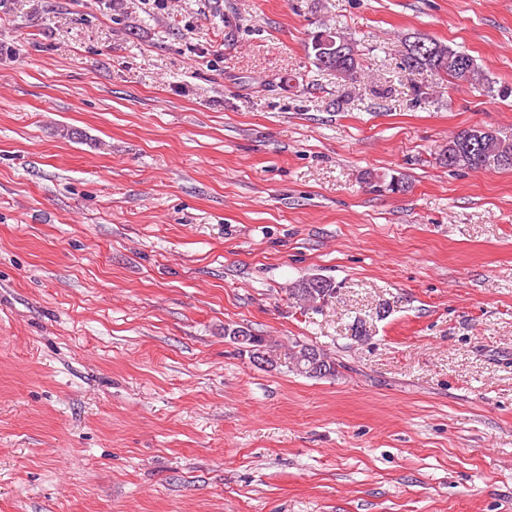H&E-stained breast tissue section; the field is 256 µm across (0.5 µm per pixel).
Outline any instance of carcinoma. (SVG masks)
<instances>
[{"label":"carcinoma","mask_w":512,"mask_h":512,"mask_svg":"<svg viewBox=\"0 0 512 512\" xmlns=\"http://www.w3.org/2000/svg\"><path fill=\"white\" fill-rule=\"evenodd\" d=\"M321 32H315L308 46L309 55L313 57V64L319 70L333 71L344 82L354 83L361 76L360 62L355 47L350 38L343 33L334 32L335 45L332 47H318V38ZM424 46L405 51L401 60V69L413 73L428 71L440 78L453 79L460 83L467 82L464 73L470 72L472 76L479 75V66L476 60L463 50L429 37H421ZM440 163L448 169L481 170L490 167L497 169H512V142L500 137L497 132L484 128L473 127L461 131L448 140V146L439 154ZM368 182L375 190L403 191L404 182L392 177L390 179L368 174ZM323 287H310L311 280L303 278L290 289L293 299L313 303H326L336 296L334 283L325 278L321 279ZM314 353L318 355L323 367V373L318 378H329L336 375V362L330 359L317 347L306 343H295L290 359Z\"/></svg>","instance_id":"obj_1"}]
</instances>
